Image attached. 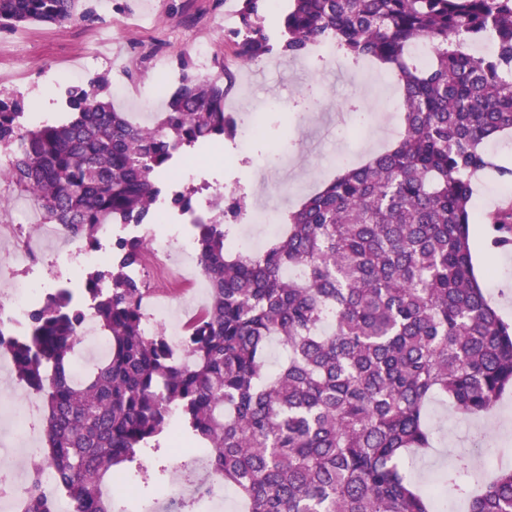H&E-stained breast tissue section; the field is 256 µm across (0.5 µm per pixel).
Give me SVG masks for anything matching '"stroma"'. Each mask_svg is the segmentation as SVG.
I'll use <instances>...</instances> for the list:
<instances>
[{
	"mask_svg": "<svg viewBox=\"0 0 512 512\" xmlns=\"http://www.w3.org/2000/svg\"><path fill=\"white\" fill-rule=\"evenodd\" d=\"M104 21L30 24L0 33V90L29 96L53 76L51 111H59L68 86L106 76L109 85L128 91L112 97L115 108L144 125L153 124L165 108L158 83L160 66H174L179 55H194L199 44L210 55L234 63V47L219 21L234 11L236 0H97ZM401 91L392 70L371 61L357 67L342 59L319 61L277 55L239 68L229 97V110L242 123L262 127L249 154H239L233 141H218L200 154H185L177 165L203 158L210 181L245 193L251 210L276 207L290 211L339 171L340 157L352 164L369 160L396 143L403 125ZM356 101L372 114L359 122L345 110ZM479 221L471 224L473 263L485 292L500 316L512 322V249L492 246L484 219L512 204V187L495 171L483 173L473 184ZM27 206L40 220L37 202L0 180V293L14 279L50 289L60 280L82 277L84 270L65 263L71 243L48 233L33 236V251L19 250L17 235L5 232L16 210ZM27 388L15 378L11 364L0 362V464L25 472L24 450L30 439L42 437V421L29 415L22 402ZM427 421L438 430L431 451L410 457L415 482L438 479L453 463V452L470 448L469 435L478 429L487 439L512 448V390L505 392L489 418L466 417L451 409L448 400L430 402Z\"/></svg>",
	"mask_w": 512,
	"mask_h": 512,
	"instance_id": "stroma-1",
	"label": "stroma"
}]
</instances>
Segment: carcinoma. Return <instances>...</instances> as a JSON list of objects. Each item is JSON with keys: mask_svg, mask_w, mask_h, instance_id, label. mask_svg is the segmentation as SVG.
Wrapping results in <instances>:
<instances>
[{"mask_svg": "<svg viewBox=\"0 0 512 512\" xmlns=\"http://www.w3.org/2000/svg\"><path fill=\"white\" fill-rule=\"evenodd\" d=\"M237 16L247 34L231 39L239 65L331 41L348 64L393 69L401 137L288 213L261 253L228 241L247 213L245 196L216 195L214 218L194 225L209 301L178 344L145 329L148 289L133 276L144 234L112 241V264L86 272L79 292L45 293L21 335L0 326V346L44 412L27 512H55L60 499L73 512H128L107 484L133 467L146 488L166 482L168 467L145 454L161 450L174 411L191 450L207 456L246 512H433L429 490L406 468L411 452L434 447L427 404L442 396L481 416L512 386V324L487 301L470 244L474 179L493 169L512 182V168L484 148L512 133V0H288L271 25L266 0H238ZM74 19L104 21L89 0H0V32ZM486 37L493 56L468 50ZM213 63L218 75L202 77L178 59L152 128L116 110L100 80L68 87L53 120L0 92V178L91 249L102 224L149 229L174 158L237 136L225 111L236 72L222 56ZM196 192L178 193L170 209H194ZM489 224L494 247L512 246V206ZM89 318L108 352L78 373ZM274 340L283 361L272 373ZM473 465L458 454L443 491L467 512H512V469L477 489ZM45 471L55 480L50 496Z\"/></svg>", "mask_w": 512, "mask_h": 512, "instance_id": "cac0c4a2", "label": "carcinoma"}]
</instances>
